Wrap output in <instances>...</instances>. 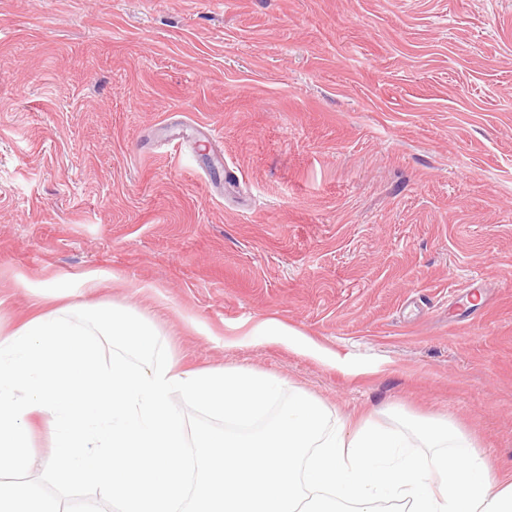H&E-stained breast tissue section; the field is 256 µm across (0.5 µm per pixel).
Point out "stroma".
<instances>
[{"mask_svg":"<svg viewBox=\"0 0 512 512\" xmlns=\"http://www.w3.org/2000/svg\"><path fill=\"white\" fill-rule=\"evenodd\" d=\"M89 271L184 368L511 472L512 0H0V327Z\"/></svg>","mask_w":512,"mask_h":512,"instance_id":"stroma-1","label":"stroma"}]
</instances>
